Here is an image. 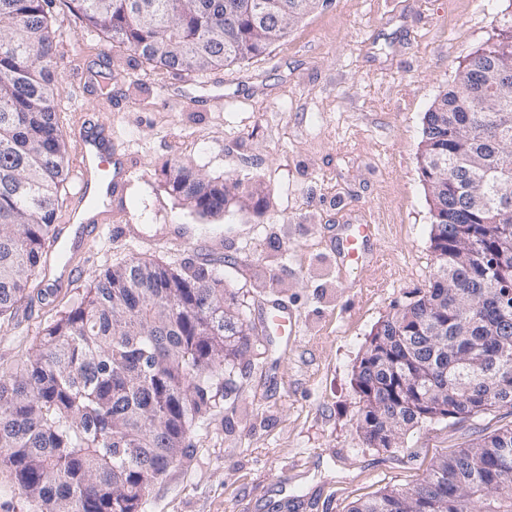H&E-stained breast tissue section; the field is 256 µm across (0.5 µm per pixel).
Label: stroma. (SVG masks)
Wrapping results in <instances>:
<instances>
[{
	"label": "stroma",
	"instance_id": "35a3bbf8",
	"mask_svg": "<svg viewBox=\"0 0 512 512\" xmlns=\"http://www.w3.org/2000/svg\"><path fill=\"white\" fill-rule=\"evenodd\" d=\"M52 15L64 113L111 126L113 149L136 169L112 200L125 234L103 229L73 280L58 281L48 261L55 303H22L15 324L0 327V366L30 351L45 320L95 274L133 256L214 268L253 330L142 512H350L512 427V409L493 407L413 428L400 448H371L354 384L371 331L416 300L433 271L423 116L470 55L512 28V0H328L263 56L200 78L88 46L66 0ZM174 156L212 178L263 184L264 206L191 212L161 175ZM348 224L378 227L374 260L358 269L338 255ZM274 303L295 324L284 343L263 332Z\"/></svg>",
	"mask_w": 512,
	"mask_h": 512
}]
</instances>
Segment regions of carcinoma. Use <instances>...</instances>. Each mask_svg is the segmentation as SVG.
I'll list each match as a JSON object with an SVG mask.
<instances>
[{
  "label": "carcinoma",
  "instance_id": "cac0c4a2",
  "mask_svg": "<svg viewBox=\"0 0 512 512\" xmlns=\"http://www.w3.org/2000/svg\"><path fill=\"white\" fill-rule=\"evenodd\" d=\"M86 34L175 76L202 77L263 54L320 0H265L283 27H264L252 0H66ZM54 0H0V324L34 297L54 234L72 144L59 123ZM512 72V30L471 56L423 117L420 171L432 218L429 287L381 323L385 356L355 372L358 430L373 448H398L424 423L419 395L435 389L459 419L512 407V126L483 99ZM169 191L200 216L224 212L241 187L180 160L162 170ZM224 297L220 274L177 271L136 256L95 275L81 298L45 322L37 348L0 372L3 512H141L149 487L187 448L224 368L249 346V328ZM351 512H512V428L439 457L412 489H390Z\"/></svg>",
  "mask_w": 512,
  "mask_h": 512
}]
</instances>
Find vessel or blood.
<instances>
[{"label":"vessel or blood","instance_id":"obj_1","mask_svg":"<svg viewBox=\"0 0 512 512\" xmlns=\"http://www.w3.org/2000/svg\"><path fill=\"white\" fill-rule=\"evenodd\" d=\"M77 158L75 164L77 188L75 202L82 210V220L77 224H62L57 228L65 257L58 266L62 275L75 276L73 255L83 250L90 234L98 226L111 220L112 197L134 169L130 156L112 150V132L98 125H81L75 131ZM374 225L350 224L340 243L344 260L351 265L366 262V245L373 237Z\"/></svg>","mask_w":512,"mask_h":512}]
</instances>
